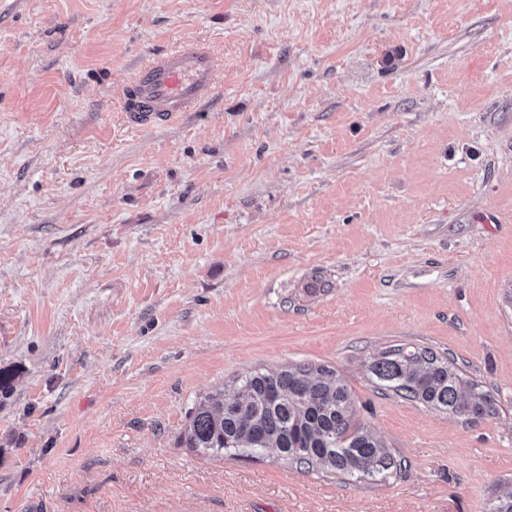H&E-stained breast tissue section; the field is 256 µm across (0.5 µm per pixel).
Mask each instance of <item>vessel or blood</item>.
Instances as JSON below:
<instances>
[{
	"label": "vessel or blood",
	"mask_w": 512,
	"mask_h": 512,
	"mask_svg": "<svg viewBox=\"0 0 512 512\" xmlns=\"http://www.w3.org/2000/svg\"><path fill=\"white\" fill-rule=\"evenodd\" d=\"M216 71L214 55L198 42L154 55L138 70L121 99L126 123L141 129L191 111L211 93Z\"/></svg>",
	"instance_id": "b4317fda"
}]
</instances>
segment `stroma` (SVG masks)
I'll list each match as a JSON object with an SVG mask.
<instances>
[{"label":"stroma","instance_id":"obj_1","mask_svg":"<svg viewBox=\"0 0 512 512\" xmlns=\"http://www.w3.org/2000/svg\"><path fill=\"white\" fill-rule=\"evenodd\" d=\"M223 61L124 126L147 57ZM453 356L476 420L382 394ZM336 370L383 483L185 447L254 370ZM0 512H489L512 492V0H0ZM217 64L202 43L187 42L154 55L136 73L121 99L126 123L135 129L171 121L205 100ZM368 370L377 389L430 409L472 420L495 410L491 399L463 380L454 362L426 348L387 350L372 360Z\"/></svg>","mask_w":512,"mask_h":512}]
</instances>
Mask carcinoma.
Wrapping results in <instances>:
<instances>
[{
    "mask_svg": "<svg viewBox=\"0 0 512 512\" xmlns=\"http://www.w3.org/2000/svg\"><path fill=\"white\" fill-rule=\"evenodd\" d=\"M368 370L377 389L427 408L472 420L494 412L492 400L464 381L454 362L429 349L387 350ZM184 443L251 459L271 449L286 462L354 481L385 482L403 469L357 422L347 384L325 366L253 371L232 390L207 395L190 412Z\"/></svg>",
    "mask_w": 512,
    "mask_h": 512,
    "instance_id": "carcinoma-1",
    "label": "carcinoma"
}]
</instances>
